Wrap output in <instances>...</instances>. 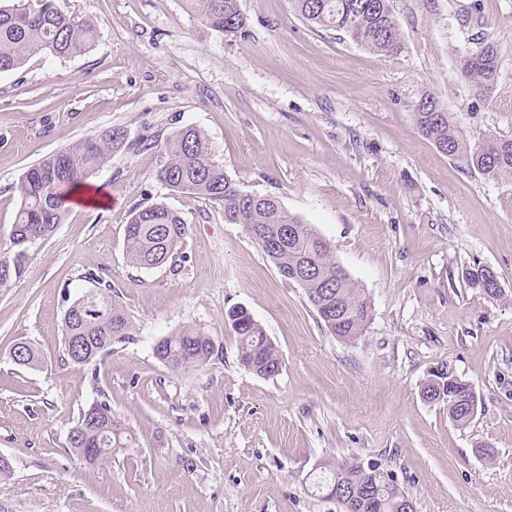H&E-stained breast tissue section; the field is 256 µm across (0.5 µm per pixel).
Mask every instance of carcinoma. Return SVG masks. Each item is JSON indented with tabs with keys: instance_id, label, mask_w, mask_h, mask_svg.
<instances>
[{
	"instance_id": "1",
	"label": "carcinoma",
	"mask_w": 512,
	"mask_h": 512,
	"mask_svg": "<svg viewBox=\"0 0 512 512\" xmlns=\"http://www.w3.org/2000/svg\"><path fill=\"white\" fill-rule=\"evenodd\" d=\"M237 0H186L191 10L211 30L224 33L231 18H237L236 32L246 18L236 17ZM295 13L308 24L331 28L354 44L384 56L402 49L400 25L389 0H291ZM97 28L89 20L78 21L61 12L54 0H40L32 7L18 0L8 9L0 8V73L21 68L32 55L54 58L84 53L95 41ZM482 55L474 60L466 51L457 58V70L481 96L491 94L501 68L497 45L485 37L476 38ZM420 134L436 148L491 179L512 178V139L493 134L470 143L447 111H439L431 99L414 112ZM126 143L121 127H108L75 145L53 153L30 166L20 177L17 192L20 206L12 225V247L0 251V288L19 279L29 260V247L51 236L68 211V193L103 167L112 153ZM165 161L159 180L169 190L195 195L219 204L224 221L242 224L255 234L254 241L276 268L281 278L298 285L329 333L351 344L364 336L372 318V306L363 290L333 256L331 246L309 225L292 215L278 196L242 190L213 155L207 135L199 128L185 126L165 143ZM188 233L179 212L162 202L137 208L124 228V252L132 266L152 270L161 267L178 252ZM490 270L473 265L463 278L472 288L494 301L504 290H494ZM95 286L81 292L63 318L64 352L74 364L92 365L112 350L116 342L133 335L135 325L126 309L112 298V286L91 276ZM228 323L238 338L240 364L250 372L272 376L270 368L282 365L276 345L262 326L249 317L227 312ZM215 350L211 337L185 329L159 340L156 358L169 369L181 372L200 367ZM423 387L440 403L448 405V416L458 426L472 418L467 409L465 385L448 394L446 378L431 372ZM71 430L89 441L92 448L68 440L70 452L88 467H101L114 456L136 445L125 425L112 413L106 401L83 409ZM340 484L350 496L337 500L343 512H403L413 498L394 476L376 465L327 462L313 474L311 487L321 493Z\"/></svg>"
}]
</instances>
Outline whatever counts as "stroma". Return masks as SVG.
<instances>
[{"label":"stroma","instance_id":"35a3bbf8","mask_svg":"<svg viewBox=\"0 0 512 512\" xmlns=\"http://www.w3.org/2000/svg\"><path fill=\"white\" fill-rule=\"evenodd\" d=\"M55 4L98 35L84 54L0 74V250L29 166L110 126L127 140L87 180L106 202L71 203L22 277L0 288V455L13 467L0 512H341L308 489L318 464L341 459L391 472L417 512H512V179L440 153L414 121L429 93L470 142L512 138V0H483L477 14L473 0H392L394 57L307 26L290 0H240L236 36L207 28L184 0ZM479 32L502 56L490 98L456 70ZM189 125L243 190L275 194L331 244L372 305L359 341L332 336L218 204L158 180L164 144ZM158 201L189 231L165 265L137 269L124 228ZM475 264L496 272L509 300L463 281ZM92 276L136 332L81 366L63 356L62 318ZM235 306L279 349L278 375L240 365L226 320ZM186 328L215 351L173 372L154 346ZM20 341L38 349L37 368L11 359ZM443 363L478 397L466 427L421 396ZM102 400L137 446L88 469L67 437L80 409Z\"/></svg>","mask_w":512,"mask_h":512}]
</instances>
